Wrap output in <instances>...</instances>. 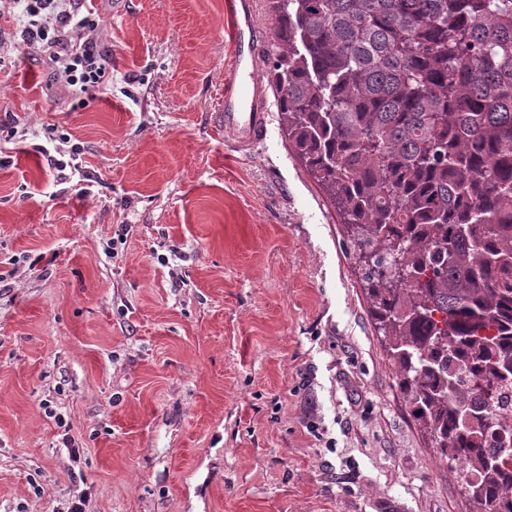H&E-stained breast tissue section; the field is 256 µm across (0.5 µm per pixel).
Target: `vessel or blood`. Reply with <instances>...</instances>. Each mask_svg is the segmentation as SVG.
I'll use <instances>...</instances> for the list:
<instances>
[{
  "label": "vessel or blood",
  "instance_id": "b4317fda",
  "mask_svg": "<svg viewBox=\"0 0 512 512\" xmlns=\"http://www.w3.org/2000/svg\"><path fill=\"white\" fill-rule=\"evenodd\" d=\"M232 24L229 66L224 80V140L236 150H250L268 134V99L255 67L270 37L256 24L252 0H228Z\"/></svg>",
  "mask_w": 512,
  "mask_h": 512
}]
</instances>
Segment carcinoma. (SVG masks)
<instances>
[{"mask_svg":"<svg viewBox=\"0 0 512 512\" xmlns=\"http://www.w3.org/2000/svg\"><path fill=\"white\" fill-rule=\"evenodd\" d=\"M271 78L399 386L473 512H512V0H271Z\"/></svg>","mask_w":512,"mask_h":512,"instance_id":"1","label":"carcinoma"}]
</instances>
